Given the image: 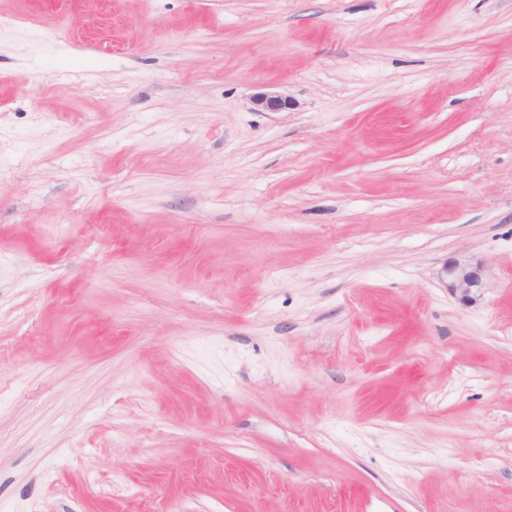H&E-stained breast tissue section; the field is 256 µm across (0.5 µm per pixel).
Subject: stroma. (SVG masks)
Masks as SVG:
<instances>
[{
    "instance_id": "1",
    "label": "stroma",
    "mask_w": 512,
    "mask_h": 512,
    "mask_svg": "<svg viewBox=\"0 0 512 512\" xmlns=\"http://www.w3.org/2000/svg\"><path fill=\"white\" fill-rule=\"evenodd\" d=\"M0 512H512V0H0ZM254 110L264 112H281L293 109L296 104L288 96L273 87L259 88L252 96ZM441 281L448 292L462 304L476 303L481 297L483 267L465 259H455L441 271Z\"/></svg>"
}]
</instances>
